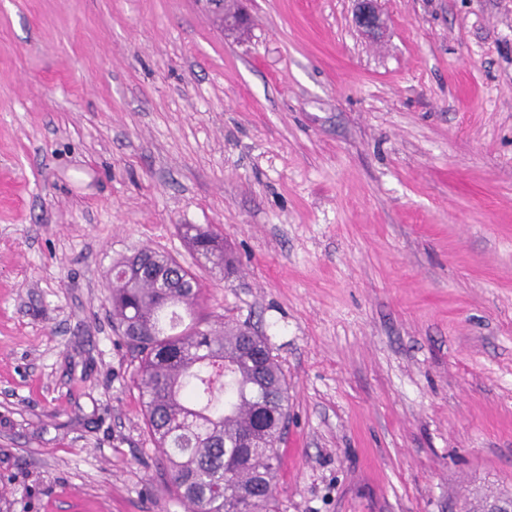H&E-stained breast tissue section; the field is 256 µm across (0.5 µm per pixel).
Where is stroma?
Returning a JSON list of instances; mask_svg holds the SVG:
<instances>
[{
  "mask_svg": "<svg viewBox=\"0 0 512 512\" xmlns=\"http://www.w3.org/2000/svg\"><path fill=\"white\" fill-rule=\"evenodd\" d=\"M0 0V512H189L107 282L143 249L288 383L278 512L512 492V0ZM235 9H227L224 0H201L206 4L208 11L213 14L222 25L226 33H240L247 30L250 25V18L240 6ZM380 0H359L357 23L367 30H375L382 24L377 4ZM185 238L187 239L193 253L196 254V260L203 258L205 263H211V269L224 273V266L227 268L231 261L224 257V242L220 240L209 229L202 228L193 224L185 225ZM200 256V257H198Z\"/></svg>",
  "mask_w": 512,
  "mask_h": 512,
  "instance_id": "obj_1",
  "label": "stroma"
}]
</instances>
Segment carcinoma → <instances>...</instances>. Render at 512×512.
Wrapping results in <instances>:
<instances>
[{
	"mask_svg": "<svg viewBox=\"0 0 512 512\" xmlns=\"http://www.w3.org/2000/svg\"><path fill=\"white\" fill-rule=\"evenodd\" d=\"M193 253L220 272L224 242L185 225ZM136 278L123 261L108 285L112 321L140 357L139 388L157 461L192 512H228L240 493L249 512H275L288 385L266 339L246 325L218 328L197 316L196 273L165 253L139 252Z\"/></svg>",
	"mask_w": 512,
	"mask_h": 512,
	"instance_id": "cac0c4a2",
	"label": "carcinoma"
}]
</instances>
